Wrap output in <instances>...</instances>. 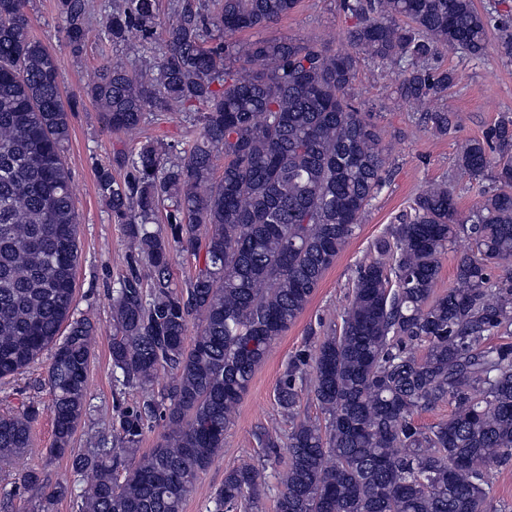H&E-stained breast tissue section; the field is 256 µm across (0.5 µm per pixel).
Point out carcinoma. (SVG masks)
<instances>
[{
	"label": "carcinoma",
	"mask_w": 512,
	"mask_h": 512,
	"mask_svg": "<svg viewBox=\"0 0 512 512\" xmlns=\"http://www.w3.org/2000/svg\"><path fill=\"white\" fill-rule=\"evenodd\" d=\"M25 3L0 0V380L52 350V453L90 481L75 493L26 470L15 484L34 512H54L71 493L79 512H183L257 367L383 186L379 133L352 94L360 57L399 67V98L426 106L424 119L446 131L450 117L436 104L457 76L438 59L448 50L481 57L488 17L474 0H342L353 21L345 50L289 40L240 50L229 39L278 22L298 0H219L213 13L177 0L158 55L138 73L108 61L86 86L115 131L175 105L199 114L189 140L141 142L123 154L126 178L97 177L134 263L112 291V382L141 399L112 427L134 454L149 423L165 422L156 446L128 466L101 440L86 453L70 448L91 409L96 335L72 308L77 218L64 152L76 103L62 101L59 58L32 34ZM58 8L78 54L90 0ZM155 26L157 0H116L103 37L134 45ZM491 152L496 187L466 211L446 180L419 193L375 242L377 257L359 265L340 327L289 364L276 400L291 427L256 435L288 454L275 512H502L490 485L492 469L512 463V343L483 341L512 335V117L466 141L456 166L479 183ZM162 210L168 236L150 228ZM462 236L471 248L457 258V286L438 294L441 257ZM175 251L204 252L185 289L171 278ZM192 319L199 331L189 341ZM161 370L171 378L157 394ZM305 390L323 421L296 420ZM440 402L453 405L448 420L418 429L415 413ZM39 413L28 400L0 415V466L32 447ZM264 470H227L215 512L259 509Z\"/></svg>",
	"instance_id": "1"
}]
</instances>
